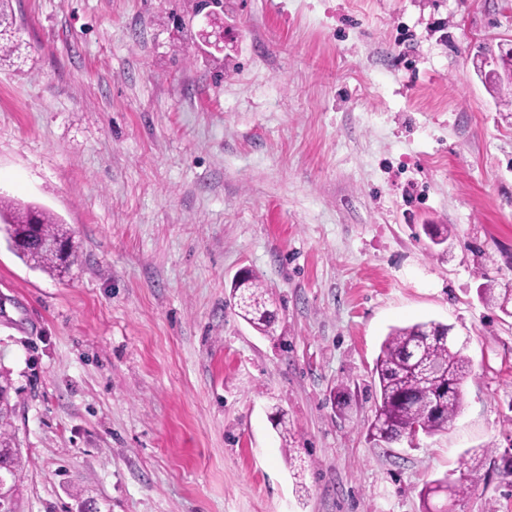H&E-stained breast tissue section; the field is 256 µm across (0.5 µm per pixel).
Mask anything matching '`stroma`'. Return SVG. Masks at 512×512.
<instances>
[{
  "mask_svg": "<svg viewBox=\"0 0 512 512\" xmlns=\"http://www.w3.org/2000/svg\"><path fill=\"white\" fill-rule=\"evenodd\" d=\"M7 10L0 196L74 244L49 274L0 232L19 512H422L450 472L453 512H512V317L480 295L512 289V86L476 69L512 0H224L213 54L201 0ZM243 269L272 335L237 314ZM428 320L471 360L462 409L416 446L370 441L380 344ZM231 292L236 299L238 315L260 333L268 334L276 321L273 302L265 288L253 273L245 270L241 276H234ZM464 493V486L456 481L448 478V475L443 479L435 480L431 484L426 485L422 490V498L425 504V509L430 512L429 500L434 496L444 494L446 499L455 502L457 497Z\"/></svg>",
  "mask_w": 512,
  "mask_h": 512,
  "instance_id": "35a3bbf8",
  "label": "stroma"
}]
</instances>
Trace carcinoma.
Instances as JSON below:
<instances>
[{
  "label": "carcinoma",
  "instance_id": "cac0c4a2",
  "mask_svg": "<svg viewBox=\"0 0 512 512\" xmlns=\"http://www.w3.org/2000/svg\"><path fill=\"white\" fill-rule=\"evenodd\" d=\"M13 23L0 12V52L9 57L20 44L7 38ZM0 223L9 239L15 240L13 251L25 263L43 271H62L56 251L37 245L38 239L71 244L69 230L51 212L38 207H20L0 198ZM425 234L435 246L448 242V225L425 224ZM232 297L238 315L260 333L268 334L276 321L273 302L253 273L247 271L231 281ZM448 326L434 320L394 327L381 344L373 368L377 403L368 422L367 437L375 442L391 443L407 437V430L417 426L424 435L446 428L461 409V387L471 374V363L464 348L444 336ZM10 373L0 372V478L6 480L11 503L17 505L20 486L28 461L16 443L13 430L15 405ZM271 420L278 430L283 448L289 447L290 430L286 414L277 409ZM464 493V486L445 477L422 490L425 509L429 500L443 494L454 502Z\"/></svg>",
  "mask_w": 512,
  "mask_h": 512
}]
</instances>
